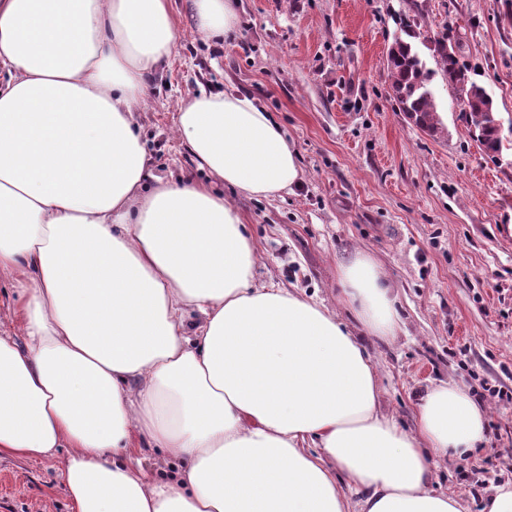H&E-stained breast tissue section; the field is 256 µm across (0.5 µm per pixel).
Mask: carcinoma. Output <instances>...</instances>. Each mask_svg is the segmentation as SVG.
Masks as SVG:
<instances>
[{
  "label": "carcinoma",
  "instance_id": "carcinoma-1",
  "mask_svg": "<svg viewBox=\"0 0 512 512\" xmlns=\"http://www.w3.org/2000/svg\"><path fill=\"white\" fill-rule=\"evenodd\" d=\"M418 4H409L408 12L401 14L398 33L387 56L391 74V90L399 111L405 113L417 128L434 133L438 116L431 81L435 72L426 67L422 49L434 57L443 79L458 88L469 111L462 118L473 128L476 141L486 156L494 159L503 146L502 131L491 125L485 109L492 103L485 88L468 75L459 58L448 56L445 41L448 35H428L421 30Z\"/></svg>",
  "mask_w": 512,
  "mask_h": 512
}]
</instances>
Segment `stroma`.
<instances>
[{"mask_svg":"<svg viewBox=\"0 0 512 512\" xmlns=\"http://www.w3.org/2000/svg\"><path fill=\"white\" fill-rule=\"evenodd\" d=\"M423 29L461 39L460 61L491 95L503 148L488 158L459 116L460 94L435 77L440 122L413 126L391 96L387 51L406 0H238L225 40L195 30L192 0H171L175 54L150 81L140 114L156 174L202 179L176 132L200 88L253 96L284 127L302 171L289 194L224 197L257 245L256 279L322 301L348 327L336 271L365 253L396 294L401 330L364 337L386 415L414 428L431 384L461 388L486 412L471 452L480 469L440 457L434 487L481 512L512 484V0H417ZM147 481L180 460L136 449ZM0 512H72L58 460L0 456Z\"/></svg>","mask_w":512,"mask_h":512,"instance_id":"stroma-1","label":"stroma"}]
</instances>
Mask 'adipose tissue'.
Listing matches in <instances>:
<instances>
[{
    "label": "adipose tissue",
    "mask_w": 512,
    "mask_h": 512,
    "mask_svg": "<svg viewBox=\"0 0 512 512\" xmlns=\"http://www.w3.org/2000/svg\"><path fill=\"white\" fill-rule=\"evenodd\" d=\"M193 2L199 34L236 30L232 0ZM177 44L169 0H0V276L24 333L0 328V455L61 458L73 512H464L432 473L482 441L484 411L442 383L407 431L336 315L255 279L223 189L298 183L273 115L200 91L177 128L205 180L155 174L139 110ZM337 279L365 333L397 335L375 260ZM143 442L176 478L119 462Z\"/></svg>",
    "instance_id": "adipose-tissue-1"
}]
</instances>
